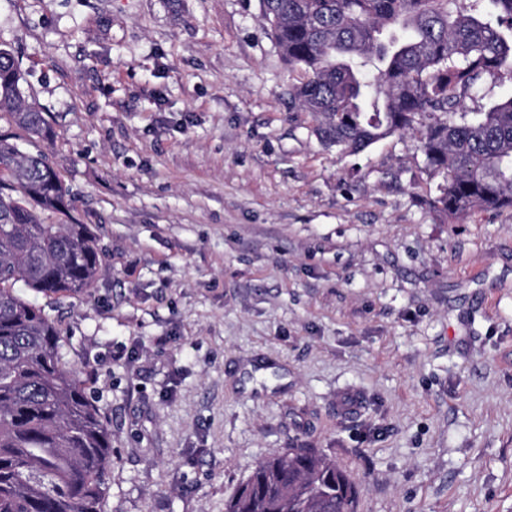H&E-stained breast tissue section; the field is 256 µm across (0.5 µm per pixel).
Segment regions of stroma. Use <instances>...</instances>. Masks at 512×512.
<instances>
[{
	"mask_svg": "<svg viewBox=\"0 0 512 512\" xmlns=\"http://www.w3.org/2000/svg\"><path fill=\"white\" fill-rule=\"evenodd\" d=\"M88 225L86 296L22 289L105 414L104 512H224L313 448L355 512H512V211L456 223L419 130L326 148L259 0H0Z\"/></svg>",
	"mask_w": 512,
	"mask_h": 512,
	"instance_id": "35a3bbf8",
	"label": "stroma"
}]
</instances>
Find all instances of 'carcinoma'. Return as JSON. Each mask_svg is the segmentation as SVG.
I'll use <instances>...</instances> for the list:
<instances>
[{
    "label": "carcinoma",
    "instance_id": "cac0c4a2",
    "mask_svg": "<svg viewBox=\"0 0 512 512\" xmlns=\"http://www.w3.org/2000/svg\"><path fill=\"white\" fill-rule=\"evenodd\" d=\"M451 0H260L267 31L303 78L288 94L318 134L359 153L424 127L427 165L444 174L434 207L455 222L512 209V96L479 120L464 112L480 80L512 71V0L485 15ZM23 76L0 47V112L23 131L0 132V512H102L112 434L68 366L60 332L15 292L83 295L102 268L85 224H46L67 189L42 149L50 130L26 103ZM358 487L312 448L264 459L224 512H353Z\"/></svg>",
    "mask_w": 512,
    "mask_h": 512
}]
</instances>
